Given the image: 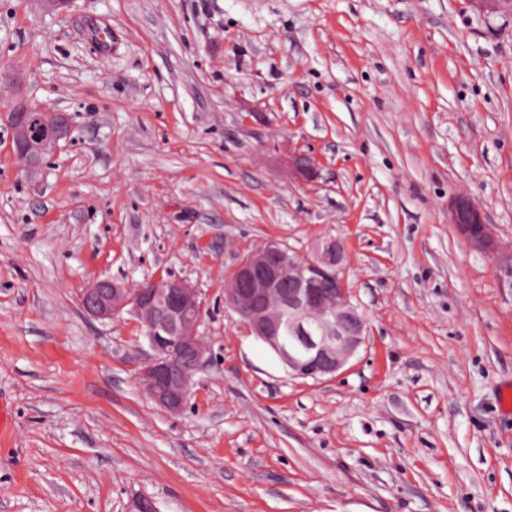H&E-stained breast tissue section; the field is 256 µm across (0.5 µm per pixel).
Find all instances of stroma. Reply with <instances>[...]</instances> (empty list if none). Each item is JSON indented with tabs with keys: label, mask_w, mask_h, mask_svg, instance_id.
I'll return each instance as SVG.
<instances>
[{
	"label": "stroma",
	"mask_w": 512,
	"mask_h": 512,
	"mask_svg": "<svg viewBox=\"0 0 512 512\" xmlns=\"http://www.w3.org/2000/svg\"><path fill=\"white\" fill-rule=\"evenodd\" d=\"M23 101L73 125L35 173ZM458 192L512 246V13L0 0V512H512V289L450 224ZM331 236L368 335L336 377L295 379L225 311L224 270ZM158 275L205 300L212 358L178 415L137 387L136 319L78 301Z\"/></svg>",
	"instance_id": "stroma-1"
}]
</instances>
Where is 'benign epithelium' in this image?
Masks as SVG:
<instances>
[{
  "mask_svg": "<svg viewBox=\"0 0 512 512\" xmlns=\"http://www.w3.org/2000/svg\"><path fill=\"white\" fill-rule=\"evenodd\" d=\"M14 158L33 169L71 132L67 114L25 104L11 113ZM305 179L316 174L306 152L289 158ZM449 221L468 246L490 257L501 282L512 288V250L501 248L492 225L469 195L448 199ZM348 257L329 239L310 253H292L277 240L243 251L224 273V309L238 316L249 335L269 347L295 378L334 377L357 353L367 335V319L347 286ZM82 310L98 320L127 312L134 316L151 354L137 373L141 392L177 415L185 408L196 374L209 360L200 332L204 303L184 279L158 276L131 289L109 277L83 288ZM127 512H158L146 495L131 498Z\"/></svg>",
  "mask_w": 512,
  "mask_h": 512,
  "instance_id": "1",
  "label": "benign epithelium"
}]
</instances>
